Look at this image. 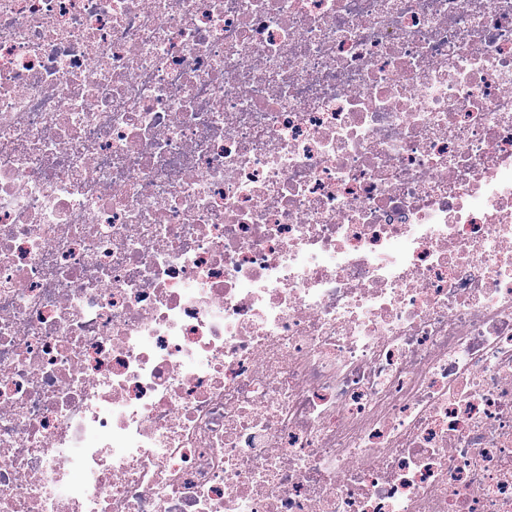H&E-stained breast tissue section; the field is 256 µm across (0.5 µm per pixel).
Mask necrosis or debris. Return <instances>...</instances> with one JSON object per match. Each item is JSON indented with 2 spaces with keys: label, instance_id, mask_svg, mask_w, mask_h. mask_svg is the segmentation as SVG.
Wrapping results in <instances>:
<instances>
[{
  "label": "necrosis or debris",
  "instance_id": "1",
  "mask_svg": "<svg viewBox=\"0 0 512 512\" xmlns=\"http://www.w3.org/2000/svg\"><path fill=\"white\" fill-rule=\"evenodd\" d=\"M0 512H512V0H0Z\"/></svg>",
  "mask_w": 512,
  "mask_h": 512
}]
</instances>
